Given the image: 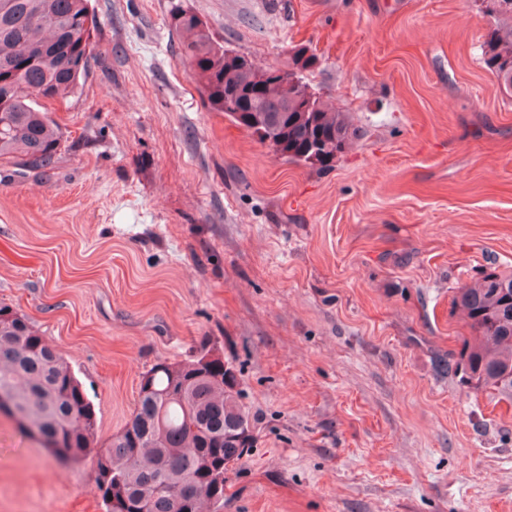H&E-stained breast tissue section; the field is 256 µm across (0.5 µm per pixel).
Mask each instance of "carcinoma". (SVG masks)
<instances>
[{
  "mask_svg": "<svg viewBox=\"0 0 512 512\" xmlns=\"http://www.w3.org/2000/svg\"><path fill=\"white\" fill-rule=\"evenodd\" d=\"M493 20L481 46L485 67L512 92V0H481ZM81 19L85 26L71 27ZM97 21L87 0H0V158L52 169L59 128L41 100L76 93L94 55ZM178 51L204 103L250 130L273 152L319 172L332 168L349 139L346 113L326 104L303 81L313 58L299 47L285 84L269 80L254 96L259 68L231 65L224 48L194 12L171 11ZM471 335L442 360L475 392L512 400V274L496 270L455 289ZM205 354L153 365L140 382L135 409L98 453L95 481L107 512H204L224 505V471L251 443L236 366L203 364ZM23 412V430L58 459L82 456L95 418L81 383L28 318L0 303V398ZM182 493L183 505L176 503Z\"/></svg>",
  "mask_w": 512,
  "mask_h": 512,
  "instance_id": "1",
  "label": "carcinoma"
}]
</instances>
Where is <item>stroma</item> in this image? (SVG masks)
<instances>
[{"mask_svg":"<svg viewBox=\"0 0 512 512\" xmlns=\"http://www.w3.org/2000/svg\"><path fill=\"white\" fill-rule=\"evenodd\" d=\"M287 68L348 115L332 169L204 107L169 26ZM98 60L46 103L54 170L0 159V302L82 383L94 450L62 462L0 413V512H105L95 451L142 375L216 350L254 435L220 512H512V403L438 360L456 287L512 273V94L479 0H88Z\"/></svg>","mask_w":512,"mask_h":512,"instance_id":"1","label":"stroma"}]
</instances>
